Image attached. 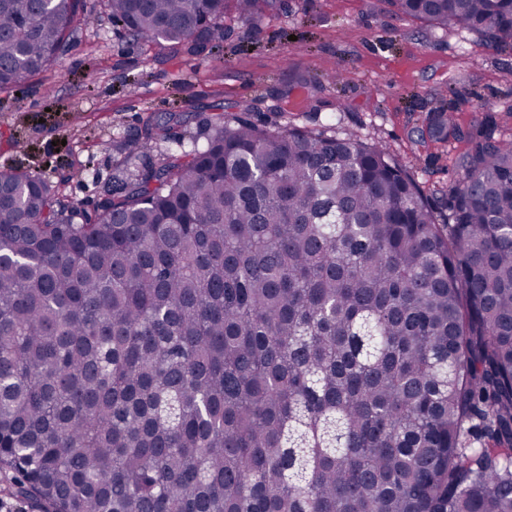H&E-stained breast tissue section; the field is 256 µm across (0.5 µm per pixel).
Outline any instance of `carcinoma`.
<instances>
[{
	"label": "carcinoma",
	"instance_id": "cac0c4a2",
	"mask_svg": "<svg viewBox=\"0 0 512 512\" xmlns=\"http://www.w3.org/2000/svg\"><path fill=\"white\" fill-rule=\"evenodd\" d=\"M215 55L282 0H102ZM512 53V0H386ZM86 0H0V89L64 75ZM450 118H427L448 140ZM93 210L1 170L0 469L37 512H512V140L441 221L379 141L213 114Z\"/></svg>",
	"mask_w": 512,
	"mask_h": 512
}]
</instances>
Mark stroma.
Here are the masks:
<instances>
[{"mask_svg": "<svg viewBox=\"0 0 512 512\" xmlns=\"http://www.w3.org/2000/svg\"><path fill=\"white\" fill-rule=\"evenodd\" d=\"M284 3L255 24L231 22L210 57L132 40L104 17L99 29L74 32L65 78L51 66L0 89V170L40 172L89 210L96 183L140 164L115 137L140 136L166 118L172 136L151 143L153 155L202 146V121L220 107L268 128L382 140L423 188H445L484 116L512 135V54L484 34L427 30L386 0ZM448 84L453 94L443 93ZM434 110L451 112L459 129L442 145L421 139Z\"/></svg>", "mask_w": 512, "mask_h": 512, "instance_id": "35a3bbf8", "label": "stroma"}]
</instances>
